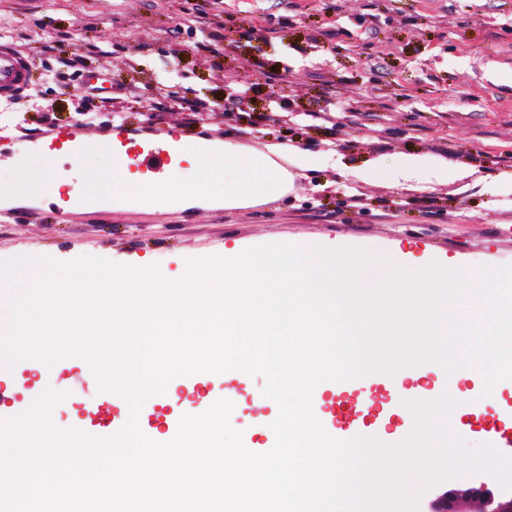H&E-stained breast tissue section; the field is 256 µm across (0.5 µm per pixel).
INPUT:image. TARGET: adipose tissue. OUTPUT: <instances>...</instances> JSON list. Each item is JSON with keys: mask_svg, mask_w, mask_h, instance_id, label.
Listing matches in <instances>:
<instances>
[{"mask_svg": "<svg viewBox=\"0 0 512 512\" xmlns=\"http://www.w3.org/2000/svg\"><path fill=\"white\" fill-rule=\"evenodd\" d=\"M298 152V147L284 142L262 149L228 143L222 156H191L187 162L210 171L208 196L223 199L225 207L243 208L273 202L285 195L289 179L286 163ZM447 173L446 161L426 154H406L393 164L373 160L359 177L366 183L385 182L403 190L424 191ZM112 192L138 200L144 209L162 204L173 211L186 208L198 194L193 184L178 177L163 184L141 180L129 172L126 161L117 157L112 160Z\"/></svg>", "mask_w": 512, "mask_h": 512, "instance_id": "1", "label": "adipose tissue"}]
</instances>
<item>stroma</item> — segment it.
<instances>
[{
  "instance_id": "1",
  "label": "stroma",
  "mask_w": 512,
  "mask_h": 512,
  "mask_svg": "<svg viewBox=\"0 0 512 512\" xmlns=\"http://www.w3.org/2000/svg\"><path fill=\"white\" fill-rule=\"evenodd\" d=\"M1 35L30 72L10 112L12 135L0 136V182L22 153L40 171L33 135L76 121L85 182L110 190L112 162L94 150L104 130L118 122L157 135L186 125L193 107L197 133L257 149L286 142L310 162L289 163L287 194L249 209L144 211L118 200L104 213L76 208L60 222L31 202L21 221L0 219V261L89 255L153 267L176 282L188 260L233 247L352 243L401 266L512 264V0H0ZM51 40L57 52L42 53ZM92 44L104 56H89L77 72L60 68L59 58ZM232 82L249 85V100L228 111ZM160 87L169 98L159 112L151 103ZM133 92L140 103H129ZM415 153L447 161L449 180L418 192L356 177L372 160ZM463 166L473 176L456 179ZM352 194L362 208L348 206ZM47 372L66 404L52 422L71 428L72 415L96 408L97 379L75 356ZM234 384L236 428L264 448L268 424L252 395L265 378L245 374ZM414 384L432 400L453 386L464 392L462 438L471 446L485 443L489 422L512 415V382L486 397L476 370Z\"/></svg>"
}]
</instances>
